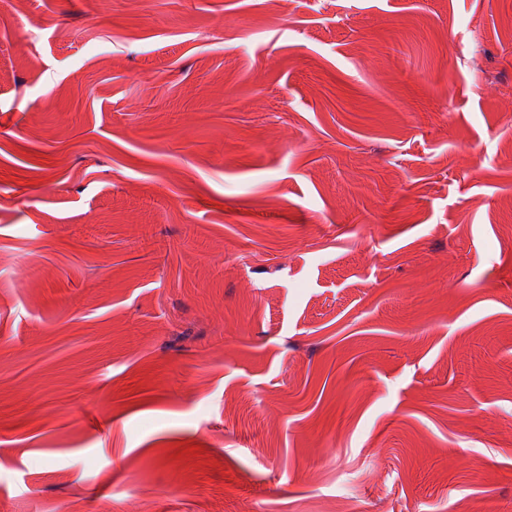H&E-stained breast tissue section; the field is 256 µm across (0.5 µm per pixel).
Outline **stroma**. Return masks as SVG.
<instances>
[{"label":"stroma","mask_w":512,"mask_h":512,"mask_svg":"<svg viewBox=\"0 0 512 512\" xmlns=\"http://www.w3.org/2000/svg\"><path fill=\"white\" fill-rule=\"evenodd\" d=\"M467 505L512 512V0H0V512Z\"/></svg>","instance_id":"35a3bbf8"}]
</instances>
